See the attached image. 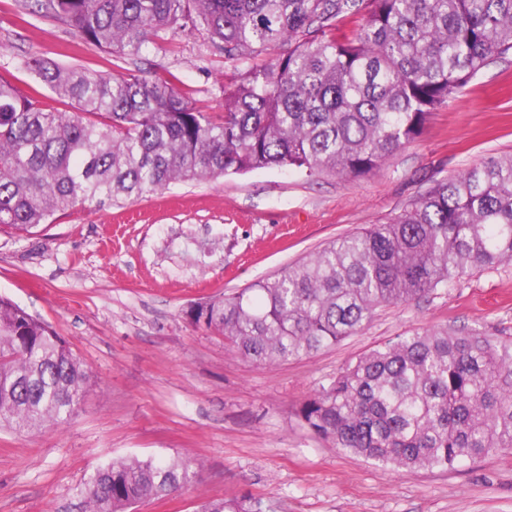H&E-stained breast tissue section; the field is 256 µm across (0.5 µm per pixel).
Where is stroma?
Wrapping results in <instances>:
<instances>
[{"instance_id": "35a3bbf8", "label": "stroma", "mask_w": 512, "mask_h": 512, "mask_svg": "<svg viewBox=\"0 0 512 512\" xmlns=\"http://www.w3.org/2000/svg\"><path fill=\"white\" fill-rule=\"evenodd\" d=\"M126 67L171 72L213 113L224 58L203 31ZM114 73L112 59L29 0H0V74L21 91L27 58ZM512 154V56L480 70L386 168L353 181L278 168L177 183L122 207L79 206L18 236L0 231V296L49 323L90 371L69 424L0 432V512H81L100 466L136 456L199 461L192 483L138 512H196L249 494L265 512H512V453L408 472L336 448L299 409L348 363L396 336L441 326L512 337V265L448 293L378 310L357 335L264 366L193 324L188 308L249 287L331 240L385 222L433 181Z\"/></svg>"}]
</instances>
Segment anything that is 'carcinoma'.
Returning a JSON list of instances; mask_svg holds the SVG:
<instances>
[{"label": "carcinoma", "mask_w": 512, "mask_h": 512, "mask_svg": "<svg viewBox=\"0 0 512 512\" xmlns=\"http://www.w3.org/2000/svg\"><path fill=\"white\" fill-rule=\"evenodd\" d=\"M112 56L202 26L231 70L224 113L169 73L108 76L31 58L48 93L0 75V230L33 234L58 213L117 205L174 182L258 169L352 180L383 169L428 116L512 55V0H35ZM357 18L351 37L338 24ZM512 262V154L445 177L383 224L340 236L249 288L187 311L264 365L359 333L376 309ZM89 370L49 324L0 296V428L61 427ZM314 433L383 465L448 471L512 451V338L412 331L347 364L300 407ZM192 465L121 458L80 486L83 512H131L189 484ZM199 512H263L231 495Z\"/></svg>", "instance_id": "carcinoma-1"}]
</instances>
